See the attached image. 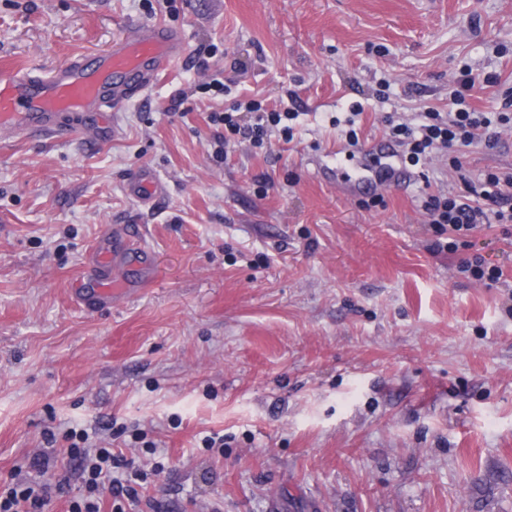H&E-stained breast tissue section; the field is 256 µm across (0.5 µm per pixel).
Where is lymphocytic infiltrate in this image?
Segmentation results:
<instances>
[{"mask_svg": "<svg viewBox=\"0 0 512 512\" xmlns=\"http://www.w3.org/2000/svg\"><path fill=\"white\" fill-rule=\"evenodd\" d=\"M475 82L471 73H463L461 89L454 96L458 109L448 112L428 110L417 113L415 120L389 119L386 141L402 164L423 166L435 154L452 148L481 147L494 149L503 131H512L511 112H482L463 107L464 92ZM291 112L266 111L262 102L249 100L240 112H214L209 116L215 127L213 156L224 159L229 150L241 142L261 148L271 136L291 140ZM430 224L448 233V248H456L459 240L493 224L512 223V167H492L482 171L468 183V193L457 196L439 193L424 196L421 204ZM46 448L34 454L28 467L36 479L20 478L0 487V512H44L53 493L64 492L68 479L56 475V456L51 446L53 430L44 433ZM65 439L78 453L82 469V493L70 504L69 512H101L104 499L137 503L136 492L122 479L127 462L111 449L93 447L86 429L70 427ZM55 482H48V474Z\"/></svg>", "mask_w": 512, "mask_h": 512, "instance_id": "1", "label": "lymphocytic infiltrate"}]
</instances>
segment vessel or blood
<instances>
[{
	"instance_id": "b4317fda",
	"label": "vessel or blood",
	"mask_w": 512,
	"mask_h": 512,
	"mask_svg": "<svg viewBox=\"0 0 512 512\" xmlns=\"http://www.w3.org/2000/svg\"><path fill=\"white\" fill-rule=\"evenodd\" d=\"M185 51L183 34L162 24L142 23L132 35L115 40L93 57H79L46 74L0 67V130L26 136L68 138L87 129L112 134V113L150 87ZM141 202L157 200L164 186L143 167L129 182ZM115 244L92 249L84 266L96 276L94 293L76 289L75 298L89 307L110 304L112 277L130 262L142 245L130 226L114 228Z\"/></svg>"
}]
</instances>
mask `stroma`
Segmentation results:
<instances>
[{
  "label": "stroma",
  "instance_id": "1",
  "mask_svg": "<svg viewBox=\"0 0 512 512\" xmlns=\"http://www.w3.org/2000/svg\"><path fill=\"white\" fill-rule=\"evenodd\" d=\"M142 21L186 55L112 138L0 139V484L77 425L142 470L133 512H512V224L440 247L417 178L360 208L334 125L361 104L371 150L386 114L447 108L466 67L469 105L500 111L512 0H0V64L46 71ZM256 94L297 112L293 141L213 161L209 113ZM506 165L510 132L463 174L427 170L460 192ZM144 166L166 185L150 204L128 187ZM116 224L152 266L80 305ZM474 255L501 279L459 273Z\"/></svg>",
  "mask_w": 512,
  "mask_h": 512
}]
</instances>
